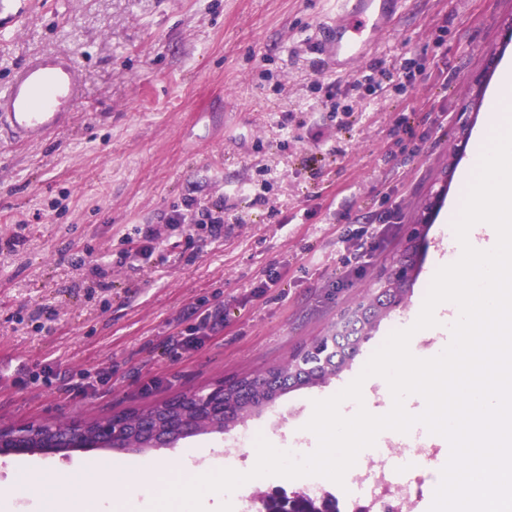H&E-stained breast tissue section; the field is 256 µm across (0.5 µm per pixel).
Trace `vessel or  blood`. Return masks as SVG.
Segmentation results:
<instances>
[{"mask_svg":"<svg viewBox=\"0 0 512 512\" xmlns=\"http://www.w3.org/2000/svg\"><path fill=\"white\" fill-rule=\"evenodd\" d=\"M403 0H336L333 34L321 47L340 75L352 71L395 23ZM84 75L74 55H32L0 88V132L21 142L46 140L66 125L83 94Z\"/></svg>","mask_w":512,"mask_h":512,"instance_id":"b4317fda","label":"vessel or blood"}]
</instances>
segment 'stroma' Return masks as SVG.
<instances>
[{
    "instance_id": "35a3bbf8",
    "label": "stroma",
    "mask_w": 512,
    "mask_h": 512,
    "mask_svg": "<svg viewBox=\"0 0 512 512\" xmlns=\"http://www.w3.org/2000/svg\"><path fill=\"white\" fill-rule=\"evenodd\" d=\"M29 2L30 16L0 30V87L33 54L66 51L84 91L51 139L0 141V425L145 410L264 374L334 335L415 247L403 302L326 382L172 448L49 460L76 472L94 458L165 462L196 448L212 462L245 431L313 449L314 401L361 373L448 258L442 217L465 195L490 63L512 59V0H404L338 78L315 53L333 0ZM364 73L383 91L351 87ZM249 186L265 204L243 195ZM205 209L223 214L222 229L199 223ZM390 209L396 223H380ZM147 227L150 252L129 251ZM215 312L223 325H202ZM187 335L192 347H174ZM253 439L239 472L256 463Z\"/></svg>"
}]
</instances>
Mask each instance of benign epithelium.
<instances>
[{
  "label": "benign epithelium",
  "instance_id": "1",
  "mask_svg": "<svg viewBox=\"0 0 512 512\" xmlns=\"http://www.w3.org/2000/svg\"><path fill=\"white\" fill-rule=\"evenodd\" d=\"M195 406L200 410L214 411L222 408L224 398V383L220 382L206 392L193 394ZM28 425L0 426V459L10 456L38 452L45 456L66 454L79 448H113L128 450L125 434L120 425L113 421L101 423L93 435H88L85 422L73 420L63 433H55L51 445L34 448L28 439ZM197 433L192 419H185L180 426L169 432L162 429L156 416L142 420L139 425V437L143 446L148 448H165L174 445L179 440ZM263 510L277 509L279 512H304L308 509L305 497L294 493L288 497L274 496L262 503Z\"/></svg>",
  "mask_w": 512,
  "mask_h": 512
}]
</instances>
